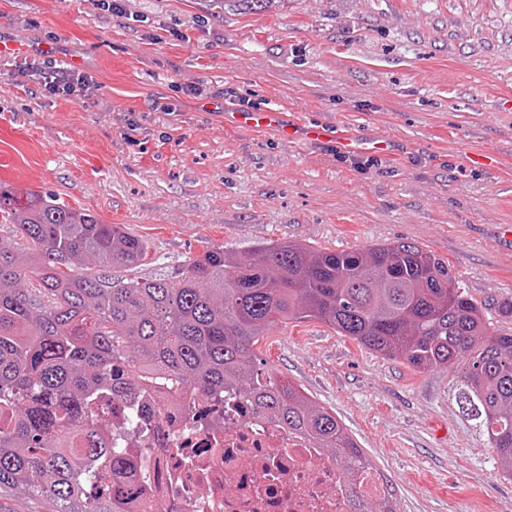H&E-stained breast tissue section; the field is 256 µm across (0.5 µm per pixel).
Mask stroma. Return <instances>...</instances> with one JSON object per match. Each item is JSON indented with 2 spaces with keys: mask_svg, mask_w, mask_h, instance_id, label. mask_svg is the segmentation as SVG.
<instances>
[{
  "mask_svg": "<svg viewBox=\"0 0 512 512\" xmlns=\"http://www.w3.org/2000/svg\"><path fill=\"white\" fill-rule=\"evenodd\" d=\"M0 186L51 193L151 244L119 279L173 274L205 247L352 251L394 241L447 260L492 332L512 334V0H0ZM92 76L46 95L19 69ZM274 109L367 131L401 155L242 130ZM489 150L494 167L465 152ZM263 372L336 414L401 512H512V480L455 400L457 365L415 369L317 321L279 323ZM224 6L225 10L243 12H262L270 10L275 3L283 0H213Z\"/></svg>",
  "mask_w": 512,
  "mask_h": 512,
  "instance_id": "stroma-1",
  "label": "stroma"
}]
</instances>
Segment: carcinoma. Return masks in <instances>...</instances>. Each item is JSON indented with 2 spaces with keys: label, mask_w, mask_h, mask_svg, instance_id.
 <instances>
[{
  "label": "carcinoma",
  "mask_w": 512,
  "mask_h": 512,
  "mask_svg": "<svg viewBox=\"0 0 512 512\" xmlns=\"http://www.w3.org/2000/svg\"><path fill=\"white\" fill-rule=\"evenodd\" d=\"M215 2L243 13L280 0ZM2 220L29 267L0 244V490L20 487L51 512H123L109 479L132 462L106 415L142 380L239 398L361 475L372 465L336 415L256 367L267 326L307 319L416 369L458 365L460 412L512 480V334L490 332L448 262L419 245L211 247L170 277L125 281L112 270L140 266L149 246L121 224L0 188ZM352 512H400L395 487L379 509L353 496Z\"/></svg>",
  "instance_id": "cac0c4a2"
}]
</instances>
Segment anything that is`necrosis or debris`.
<instances>
[{
  "mask_svg": "<svg viewBox=\"0 0 512 512\" xmlns=\"http://www.w3.org/2000/svg\"><path fill=\"white\" fill-rule=\"evenodd\" d=\"M112 438L138 459L114 481L128 512H348L335 459L237 401L147 386L113 407Z\"/></svg>",
  "mask_w": 512,
  "mask_h": 512,
  "instance_id": "necrosis-or-debris-1",
  "label": "necrosis or debris"
}]
</instances>
